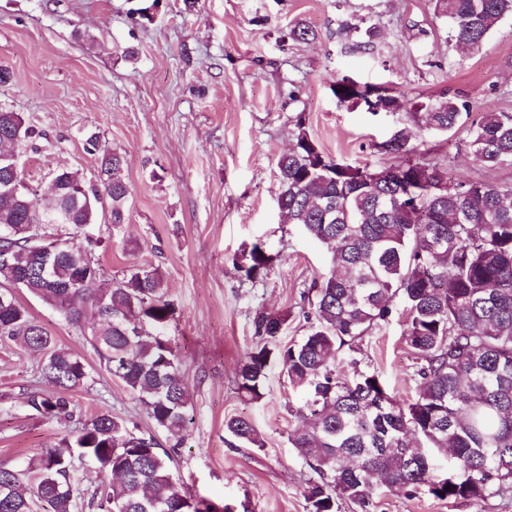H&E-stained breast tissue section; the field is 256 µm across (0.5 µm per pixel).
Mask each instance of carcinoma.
<instances>
[{"label":"carcinoma","instance_id":"obj_1","mask_svg":"<svg viewBox=\"0 0 512 512\" xmlns=\"http://www.w3.org/2000/svg\"><path fill=\"white\" fill-rule=\"evenodd\" d=\"M432 2L448 41L471 49L512 15V0ZM341 31L357 48L378 37L366 20L343 23ZM331 90L343 107L399 112L406 124L436 135L453 130L467 110L445 96L404 101L348 76ZM469 136L484 166L512 165L511 112L482 113ZM41 137L21 113L0 107V230L14 231L0 237V339L43 354L40 374L52 390L30 393L27 404L70 430L21 469L0 464V512H37L40 505L44 512H72L83 495L76 458L112 476L89 500L96 512H219L174 476L175 449L135 432L107 408L84 419L63 396L89 388L91 372L35 319L20 290L70 324L93 316L89 342L100 363L160 430L182 436L190 403L167 337L178 304L158 269L133 265L104 288L99 258L83 244L101 214L114 230L127 223L131 189L123 158L92 136L87 150L99 155L102 191L58 168L55 190L43 195L20 163L24 151L39 149ZM408 144L403 127L375 145L393 162L353 165L327 155L298 112L291 146L277 160L278 209L326 249L333 271L317 288L314 321L301 342H281L288 314L256 316L259 341L244 354L235 383L244 402L260 404L269 394L268 372L278 366L302 395L298 412L308 426L290 434L289 443L317 475L305 489L311 512H336L338 499L365 509L392 489L476 505L512 494V186L451 183ZM60 216L70 232L44 274L45 241L35 239L31 226ZM272 263L261 241L232 259L251 281L265 277ZM397 303L404 341L422 361L418 392L405 401L356 360L352 374L336 371L339 350L388 323ZM224 431L242 447L266 446L247 417L225 418ZM446 453L443 467L437 455Z\"/></svg>","mask_w":512,"mask_h":512}]
</instances>
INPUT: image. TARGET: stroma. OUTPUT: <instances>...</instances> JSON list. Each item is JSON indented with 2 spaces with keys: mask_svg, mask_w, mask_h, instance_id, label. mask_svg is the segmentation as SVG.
I'll return each instance as SVG.
<instances>
[{
  "mask_svg": "<svg viewBox=\"0 0 512 512\" xmlns=\"http://www.w3.org/2000/svg\"><path fill=\"white\" fill-rule=\"evenodd\" d=\"M376 23L372 45L352 51L342 22ZM310 26L315 40L297 42L290 27ZM0 66L13 73L0 86V106L22 113L43 133L40 149L21 163L40 186L60 166L94 181L98 159L86 140L97 135L124 159L132 188L120 231L93 226L104 282L149 263L167 280L179 314L168 336L190 391L173 473L195 498L236 512H307L311 471L288 436L303 424L301 396L279 368L268 375L262 404L235 390L240 360L255 343L260 312L287 314L282 334L299 342L309 328L315 287L330 274L326 250L283 221L277 207V160L291 139L293 118L306 113L325 152L353 164L379 163L375 145L401 125L399 116L339 106L330 83L341 76L382 85L405 99L447 94L469 114L445 135L413 140L415 150L448 169L449 179L512 185V166L489 169L468 147L472 118L512 112V18L476 50L447 41L431 0H0ZM264 240L275 257L268 275L251 282L234 255ZM57 342L85 359L94 383L69 392L83 415L106 407L138 432L156 427L122 384L101 367L75 326L24 296ZM403 317L342 349L378 371L398 399L413 398L418 362L402 338ZM42 355L18 341H0V463L22 466L57 445L65 427L31 411L26 396L47 390ZM251 418L263 449L237 448L225 417ZM337 512H512V499L475 505L387 491L368 510L342 499Z\"/></svg>",
  "mask_w": 512,
  "mask_h": 512,
  "instance_id": "stroma-1",
  "label": "stroma"
}]
</instances>
